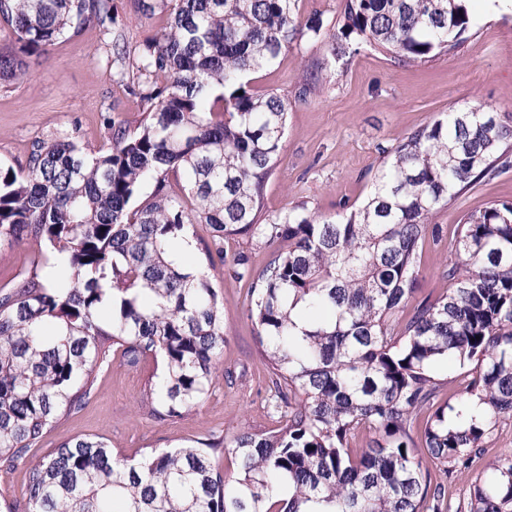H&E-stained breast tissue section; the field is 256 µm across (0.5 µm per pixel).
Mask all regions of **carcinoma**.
Returning a JSON list of instances; mask_svg holds the SVG:
<instances>
[{"label": "carcinoma", "mask_w": 512, "mask_h": 512, "mask_svg": "<svg viewBox=\"0 0 512 512\" xmlns=\"http://www.w3.org/2000/svg\"><path fill=\"white\" fill-rule=\"evenodd\" d=\"M296 0H130L168 16L139 47L146 109L96 150L74 137L32 144L26 165H0V239H33L31 277L0 294V467L25 463L53 424L81 410L110 349L131 365L161 357L142 405L183 417L208 393L224 354L223 299L169 258L195 224L223 239L280 242L250 281L248 317L269 366L275 428L191 439L135 462L76 436L28 464L26 512H450L446 479L473 467L498 420L512 419V203L467 215L453 236L448 291L416 299L419 256L442 238L433 214L512 165V114L475 108L401 138L366 198L320 220L295 206L261 217L282 147L288 99L248 76L322 35ZM94 24L112 36V77L129 57L113 0H0V81L26 58ZM464 0H345L331 50L370 43L403 62L461 43ZM181 178L187 193L172 190ZM151 194L137 201L141 187ZM469 367L456 405L439 402L432 367ZM484 416L467 418L470 400ZM428 412L424 446L417 416ZM374 438L352 448L356 433ZM424 451L444 475L422 468ZM234 459L227 481L215 454ZM467 512H512V459L474 484Z\"/></svg>", "instance_id": "1"}]
</instances>
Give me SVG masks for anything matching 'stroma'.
I'll list each match as a JSON object with an SVG mask.
<instances>
[{
	"label": "stroma",
	"mask_w": 512,
	"mask_h": 512,
	"mask_svg": "<svg viewBox=\"0 0 512 512\" xmlns=\"http://www.w3.org/2000/svg\"><path fill=\"white\" fill-rule=\"evenodd\" d=\"M118 27L129 48H137L167 24L165 16L130 11L127 0H114ZM344 0H297L301 19L323 21L320 38L303 41L270 67L250 75L262 94L289 98L282 150L264 191V211L277 214L305 205L313 215L334 219L344 204L361 202L372 179L397 140L430 124L449 109L474 105L512 113V0H467L471 28L466 41L425 63H401L381 49L362 45L337 57L330 50ZM112 44L98 27L66 35L49 56L27 61L25 76L0 85V164L24 166L32 143L47 136H74L91 149L107 143L109 123L136 127L143 116L131 80L109 74ZM318 76L317 91L296 99L299 83ZM496 201L512 202V168L482 179L458 199L439 209L434 223L453 233L467 214ZM223 260L208 261L195 251L190 263L204 272L224 302V355L217 378L199 406L188 415L156 420L140 406L150 375H161V361L151 358L129 366L120 352L95 372L94 391L81 411L59 421L43 443L50 449L78 435L107 442L115 454L139 459L150 451L175 449L186 440L231 433L246 427H273V394L268 369L256 352L248 317V280H237L226 265L245 254L253 270L263 269L277 253L275 243L246 236L222 240ZM36 242L0 241V288L29 272ZM448 245H425L420 259L416 298H436L448 289L443 272ZM512 459V419L500 421L472 470L448 482L453 512H467L477 477H489L492 464Z\"/></svg>",
	"instance_id": "obj_1"
}]
</instances>
